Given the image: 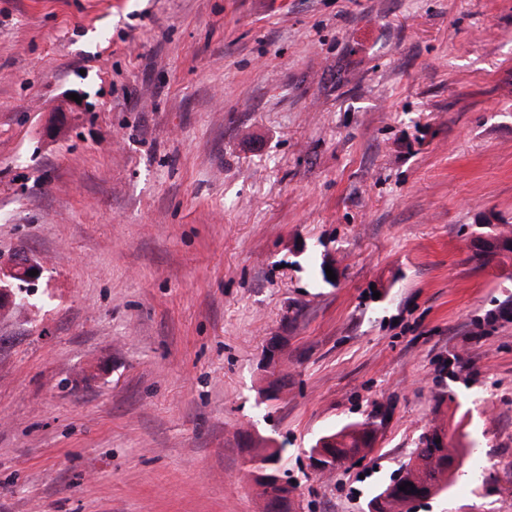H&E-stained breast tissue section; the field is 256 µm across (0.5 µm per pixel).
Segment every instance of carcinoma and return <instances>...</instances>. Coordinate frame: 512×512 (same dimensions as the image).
Here are the masks:
<instances>
[{
    "mask_svg": "<svg viewBox=\"0 0 512 512\" xmlns=\"http://www.w3.org/2000/svg\"><path fill=\"white\" fill-rule=\"evenodd\" d=\"M377 431V424L370 417L349 423L327 433L333 442L326 444V447L336 450V462L340 463L370 447ZM464 456L465 449L461 448L455 436L441 441L439 429L433 428L421 436L419 447L413 450L402 470L401 479L373 495L368 504L378 503L377 512H403L406 501L413 496L426 499L438 495L448 488L449 479L462 467ZM406 482L412 483L415 490L409 493L399 490V486Z\"/></svg>",
    "mask_w": 512,
    "mask_h": 512,
    "instance_id": "obj_1",
    "label": "carcinoma"
}]
</instances>
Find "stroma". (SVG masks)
<instances>
[{"label": "stroma", "instance_id": "stroma-1", "mask_svg": "<svg viewBox=\"0 0 512 512\" xmlns=\"http://www.w3.org/2000/svg\"><path fill=\"white\" fill-rule=\"evenodd\" d=\"M490 213L512 0H0V258L43 267L0 310V512H264L277 446L296 512H367L434 426L469 453L411 512H512ZM377 424L372 418L349 423L339 430L325 434L326 437L333 439V442L327 443L323 448V443L327 440L321 441L317 448H312L309 458L311 469L318 473L323 474L324 471H333L336 468L332 467L329 463L336 458V463H354L359 460L361 452L366 448H370L373 441L377 436ZM327 448H335L336 457L327 452ZM358 454L356 456H352ZM352 456V457H350ZM350 457L349 459H347Z\"/></svg>", "mask_w": 512, "mask_h": 512}]
</instances>
